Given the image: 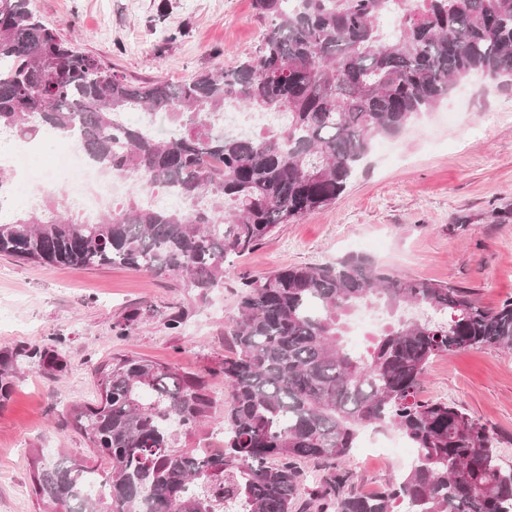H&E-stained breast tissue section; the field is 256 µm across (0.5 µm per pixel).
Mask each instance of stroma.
Here are the masks:
<instances>
[{
	"mask_svg": "<svg viewBox=\"0 0 512 512\" xmlns=\"http://www.w3.org/2000/svg\"><path fill=\"white\" fill-rule=\"evenodd\" d=\"M79 52L134 83L179 82L238 65L267 26L254 0H30ZM360 253L418 279L466 291L487 307L512 299V83L476 74L433 113L378 139L336 202L228 260L223 287L199 297L177 277L120 266L41 265L0 255V512H41L33 454L109 465L89 448L71 411L98 399L97 371L134 354L205 374L229 405L220 364L242 277ZM422 398L454 403L497 439L512 467V351L473 348L435 358ZM356 489L372 493L398 460L352 455Z\"/></svg>",
	"mask_w": 512,
	"mask_h": 512,
	"instance_id": "stroma-1",
	"label": "stroma"
}]
</instances>
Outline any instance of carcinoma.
Returning <instances> with one entry per match:
<instances>
[{"instance_id":"cac0c4a2","label":"carcinoma","mask_w":512,"mask_h":512,"mask_svg":"<svg viewBox=\"0 0 512 512\" xmlns=\"http://www.w3.org/2000/svg\"><path fill=\"white\" fill-rule=\"evenodd\" d=\"M268 28L228 71L134 84L75 51L29 9L0 0V133L17 142L49 128L111 175L188 203L129 201L88 224L65 216L55 191L0 220V253L37 263L120 265L181 276L204 297L224 287L225 262L288 224L332 205L372 143L401 133L475 73L512 79V0H255ZM386 14L399 24L379 27ZM230 103L282 112L286 124L247 138L216 129ZM165 116L155 135L119 119ZM225 324L234 356L221 363L231 401L216 410L205 377L126 355L100 372V401L73 411L99 477L69 455L39 456L35 494L66 512H293L296 461L331 464L310 493L316 512H512V467L493 433L446 402L423 400L442 354L512 349V300L478 304L459 288L415 279L349 254L241 282ZM361 306L397 316L364 357L343 345ZM222 419V447L187 442ZM401 433L417 450L373 493L336 472L360 430ZM105 493L86 494L87 478Z\"/></svg>"}]
</instances>
